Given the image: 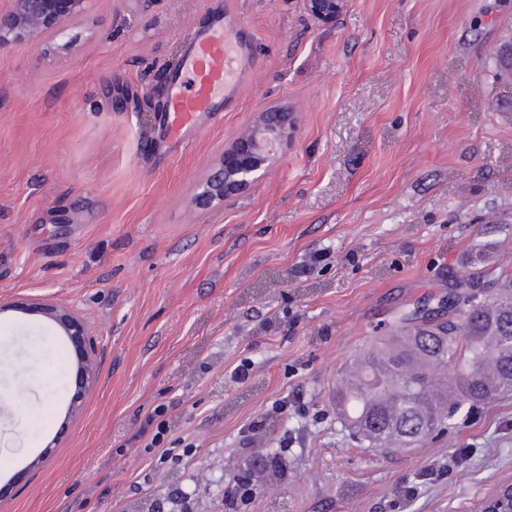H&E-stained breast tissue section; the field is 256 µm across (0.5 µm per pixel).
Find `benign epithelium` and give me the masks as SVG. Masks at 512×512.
<instances>
[{
    "label": "benign epithelium",
    "instance_id": "7a95c632",
    "mask_svg": "<svg viewBox=\"0 0 512 512\" xmlns=\"http://www.w3.org/2000/svg\"><path fill=\"white\" fill-rule=\"evenodd\" d=\"M303 2L314 19L327 24L336 19L345 0ZM89 3L90 0H10V7L0 10V50L13 43H28L57 53H73L75 43L66 39V34L71 24L87 14ZM294 132L291 113L277 109L263 113L255 129L237 137L234 145L224 151L223 161L196 193L195 205L209 210L247 191L292 140ZM37 309L58 326L62 335L78 340L83 348L70 403V413L78 415L83 397L99 380L94 339L70 310L53 305H39Z\"/></svg>",
    "mask_w": 512,
    "mask_h": 512
}]
</instances>
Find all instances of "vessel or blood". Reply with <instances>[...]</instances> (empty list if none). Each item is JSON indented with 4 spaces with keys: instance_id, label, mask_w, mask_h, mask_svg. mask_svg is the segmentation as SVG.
Wrapping results in <instances>:
<instances>
[{
    "instance_id": "1",
    "label": "vessel or blood",
    "mask_w": 512,
    "mask_h": 512,
    "mask_svg": "<svg viewBox=\"0 0 512 512\" xmlns=\"http://www.w3.org/2000/svg\"><path fill=\"white\" fill-rule=\"evenodd\" d=\"M250 62V44L242 29L227 23L198 34L166 87L160 120L169 139L181 142L202 113L215 111L218 101L232 103Z\"/></svg>"
}]
</instances>
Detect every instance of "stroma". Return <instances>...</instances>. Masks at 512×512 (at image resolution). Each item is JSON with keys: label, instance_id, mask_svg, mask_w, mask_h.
<instances>
[{"label": "stroma", "instance_id": "obj_1", "mask_svg": "<svg viewBox=\"0 0 512 512\" xmlns=\"http://www.w3.org/2000/svg\"><path fill=\"white\" fill-rule=\"evenodd\" d=\"M223 19L256 67L173 147L169 73ZM69 34L70 58L0 50V301L72 310L99 383L69 417L66 337L0 313V392L20 393L0 403V512H480L512 486V393L403 450L352 439L333 403L418 303L444 320L449 289L512 279V70L494 64L512 0H346L327 25L302 0H92ZM273 107L293 141L244 195L195 208ZM160 394L176 461L132 442ZM259 457L265 481L232 491Z\"/></svg>", "mask_w": 512, "mask_h": 512}]
</instances>
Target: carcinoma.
I'll return each instance as SVG.
<instances>
[{
    "mask_svg": "<svg viewBox=\"0 0 512 512\" xmlns=\"http://www.w3.org/2000/svg\"><path fill=\"white\" fill-rule=\"evenodd\" d=\"M414 343L386 336L352 363L336 387V410L359 422L355 434L376 448L408 447L465 407L512 389V281L467 301L460 321L436 332L413 327ZM497 364L503 384L490 389L482 372ZM452 369V380L440 371Z\"/></svg>",
    "mask_w": 512,
    "mask_h": 512,
    "instance_id": "carcinoma-1",
    "label": "carcinoma"
}]
</instances>
